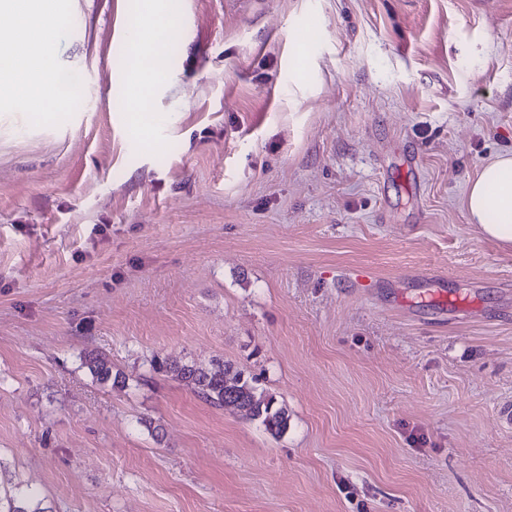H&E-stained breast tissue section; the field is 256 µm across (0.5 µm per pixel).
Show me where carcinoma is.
<instances>
[{
    "instance_id": "obj_1",
    "label": "carcinoma",
    "mask_w": 512,
    "mask_h": 512,
    "mask_svg": "<svg viewBox=\"0 0 512 512\" xmlns=\"http://www.w3.org/2000/svg\"><path fill=\"white\" fill-rule=\"evenodd\" d=\"M82 365L100 384L124 385L120 374H112V362L99 352L84 354ZM158 369L172 373L188 383L195 394L216 407H233L254 420L260 421L265 430L279 435L288 429V413L271 395L256 392L255 378L245 375L230 364L216 362L212 367L168 359L158 364ZM0 512H47L34 495L19 486L0 495Z\"/></svg>"
}]
</instances>
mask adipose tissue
Wrapping results in <instances>:
<instances>
[{
	"instance_id": "1",
	"label": "adipose tissue",
	"mask_w": 512,
	"mask_h": 512,
	"mask_svg": "<svg viewBox=\"0 0 512 512\" xmlns=\"http://www.w3.org/2000/svg\"><path fill=\"white\" fill-rule=\"evenodd\" d=\"M9 60L0 66V81L9 82L15 71L25 75L26 101H34L47 91L46 76L51 63L42 49L38 33L22 23L15 43L0 53ZM471 224L485 238L512 245V154L495 156L473 180L464 199Z\"/></svg>"
}]
</instances>
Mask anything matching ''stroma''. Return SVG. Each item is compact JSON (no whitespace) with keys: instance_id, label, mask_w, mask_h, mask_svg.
<instances>
[{"instance_id":"1","label":"stroma","mask_w":512,"mask_h":512,"mask_svg":"<svg viewBox=\"0 0 512 512\" xmlns=\"http://www.w3.org/2000/svg\"><path fill=\"white\" fill-rule=\"evenodd\" d=\"M154 2L36 0L73 94L40 117L0 84V488L512 512V247L463 204L512 151V0H167L146 90L123 38ZM157 357L255 375L286 432ZM149 31L150 35L144 39L140 38L139 43L149 44L151 55L155 61L154 69H157L161 65L162 48L167 43L168 22L157 20ZM82 365L88 370L91 377L100 384H110L111 387L124 386L125 384V381L121 380L120 373H116L112 377V362L103 353L91 351L84 354Z\"/></svg>"}]
</instances>
